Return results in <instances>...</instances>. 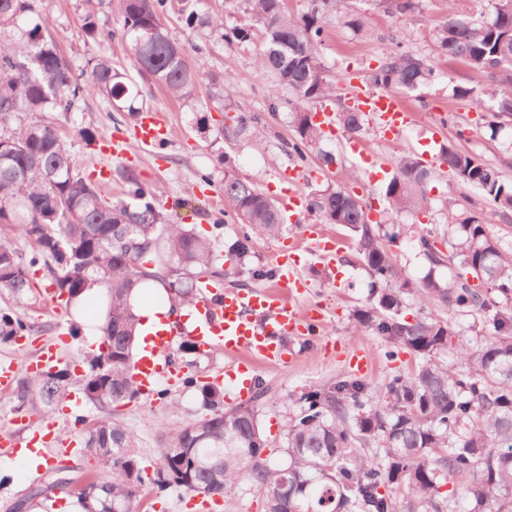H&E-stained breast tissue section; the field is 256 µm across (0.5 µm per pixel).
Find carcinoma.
Listing matches in <instances>:
<instances>
[{"label":"carcinoma","mask_w":512,"mask_h":512,"mask_svg":"<svg viewBox=\"0 0 512 512\" xmlns=\"http://www.w3.org/2000/svg\"><path fill=\"white\" fill-rule=\"evenodd\" d=\"M86 37H112L102 18L112 0H81ZM245 18L224 27L220 14L201 8V0H121L123 38L138 72L163 86L176 100L193 104L201 77L211 98L237 113L236 125L221 130L229 140L247 135L261 117L242 102L224 103L231 75L204 74L205 64H188L184 46L161 22L173 12L191 32L219 36L229 44L255 46L257 70L271 76L267 112L275 117L288 104L294 139L290 156L321 167L336 165L342 178L357 179L340 156L322 148L324 132L313 121L314 106H338L336 123L350 135L365 131L366 115L345 104L329 82L319 54L328 21L336 19L357 35L370 33L367 18L351 0H306L288 11L284 0H244ZM387 13L403 18L420 10V0H376ZM41 0H0V230L18 228L34 240L36 252L24 260L11 237L0 234V290L17 301L26 296L29 270L43 262L54 275L58 295L72 302L88 291H103L105 317L100 349L87 361L83 394L102 407L131 402L139 394L133 349L138 318L134 290L160 282L170 299L191 304L185 286L219 277L212 242L182 224L167 222L155 198L134 185L128 199L107 202L104 186L85 179L58 130L27 116L40 112L71 114L85 110L91 97L107 101L115 112H137L139 92L127 75L98 55L76 72L48 33L51 18ZM432 54L465 61L477 76L501 74L495 84L476 89L454 86L489 115L490 137L501 119L512 117V14L494 10L489 17L454 12L430 32ZM436 77L430 57L410 50L387 54L363 76L366 85L409 95ZM292 94L282 102L281 91ZM440 163L463 188L479 192L488 210L460 212L454 202L446 224L461 272L448 280L428 277L417 285L420 307L435 305L452 314L492 322L494 333L474 331L466 338L450 321L432 316L406 319L410 284L393 259L388 243L405 235L417 238L429 264L443 267L451 257L437 251L418 226L399 224L404 213L430 209L425 191L429 172L411 154L400 157L396 173L381 189L380 220L370 223L367 205L343 185L313 193L310 210L325 224H341L369 271L366 305L355 310L357 323L390 346L407 349L417 363L393 375L379 396L356 379H330L307 392L300 412L287 418L281 456L264 454L267 441L259 415L269 389L259 381L253 398L224 408L223 391L188 377L200 408L179 429L161 432L159 467L148 475L140 467L135 435L110 416L86 431L84 449L105 468L101 490L82 496L86 512H131L142 487H176L209 496H233L249 481L266 496L268 512H512V309L490 307L486 294L470 284L478 280L512 294V245L494 237L495 217L512 211V183L499 170L453 145L441 148ZM224 198L250 227L233 245L236 258L247 257L256 236H277L286 224L277 205L258 186L224 171ZM148 239L136 256L123 237ZM32 332L9 310H0V342ZM454 354L457 366L448 365ZM70 384V369L37 374L18 385V410L58 409ZM447 486L449 490L441 491Z\"/></svg>","instance_id":"obj_1"}]
</instances>
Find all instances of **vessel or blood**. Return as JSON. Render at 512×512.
<instances>
[{"instance_id": "obj_1", "label": "vessel or blood", "mask_w": 512, "mask_h": 512, "mask_svg": "<svg viewBox=\"0 0 512 512\" xmlns=\"http://www.w3.org/2000/svg\"><path fill=\"white\" fill-rule=\"evenodd\" d=\"M351 96L362 112L375 117L384 141L396 140L412 120V112L390 93H373L355 85L351 88ZM165 135L164 124L154 112L146 114L135 128L136 139L146 150L164 140ZM301 240L314 245L322 258H333L337 252L334 235L319 225H307ZM273 262L281 272L277 285L248 291L228 290L217 305L208 299L209 294L215 293V286L206 281L201 284L203 299L199 314L202 324L195 328L194 339L200 349L220 348L224 351V371L215 377V384L235 383L240 374L261 363H285L282 340L309 334L321 324V315L312 310H301L299 306L304 283L297 275L293 256L279 252L274 254ZM256 315L263 318V327L254 325L252 318ZM181 332V327L176 324L170 330L159 332L154 336L148 354L136 360L134 377L143 395L153 396L159 382L177 378L176 368L169 364L168 353ZM22 363L29 371L40 373L51 372L62 365L51 345L38 356H24ZM45 442V435L36 431L25 442L5 439L0 441V446L12 455L25 458L41 455Z\"/></svg>"}]
</instances>
